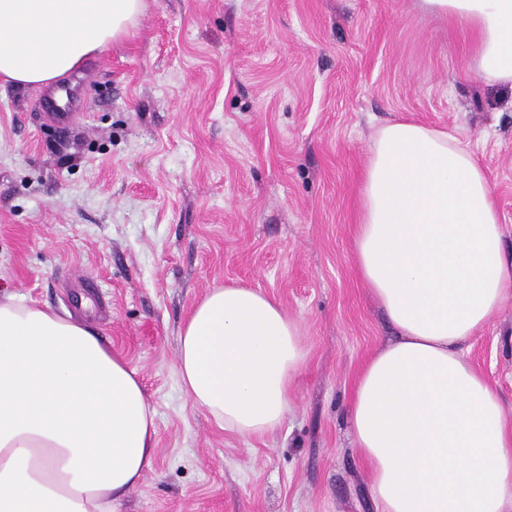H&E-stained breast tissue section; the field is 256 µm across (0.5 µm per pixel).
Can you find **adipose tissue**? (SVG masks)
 <instances>
[{"mask_svg": "<svg viewBox=\"0 0 512 512\" xmlns=\"http://www.w3.org/2000/svg\"><path fill=\"white\" fill-rule=\"evenodd\" d=\"M470 26L471 75L512 89V0H421ZM145 0H0V81L43 88L132 36ZM354 260L396 328L359 374L350 432L379 512H512V429L462 343L512 295L491 183L455 136L398 121L363 172ZM260 290L209 291L179 333L193 407L249 439L279 429L306 361ZM137 371L84 324L0 295V512H118L156 452Z\"/></svg>", "mask_w": 512, "mask_h": 512, "instance_id": "adipose-tissue-1", "label": "adipose tissue"}]
</instances>
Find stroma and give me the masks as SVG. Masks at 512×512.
I'll return each instance as SVG.
<instances>
[{
	"instance_id": "35a3bbf8",
	"label": "stroma",
	"mask_w": 512,
	"mask_h": 512,
	"mask_svg": "<svg viewBox=\"0 0 512 512\" xmlns=\"http://www.w3.org/2000/svg\"><path fill=\"white\" fill-rule=\"evenodd\" d=\"M471 62L467 27L421 0H147L136 36L66 80V124L45 90L0 84V293L84 322L157 410L122 512H378L348 422L395 334L353 258L362 175L387 122L455 131L512 252V92ZM231 282L274 297L308 351L283 426L248 442L177 371L183 322ZM462 349L512 428V296Z\"/></svg>"
}]
</instances>
